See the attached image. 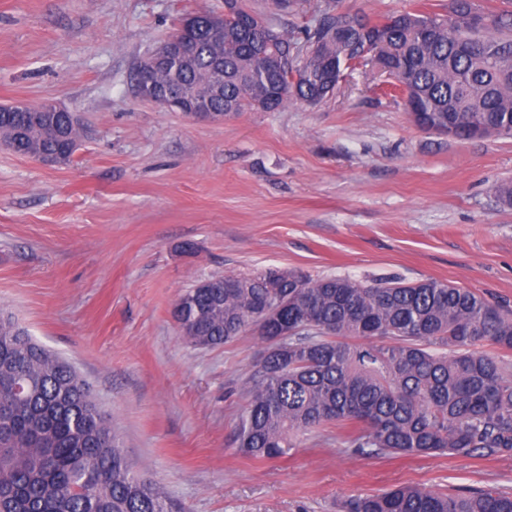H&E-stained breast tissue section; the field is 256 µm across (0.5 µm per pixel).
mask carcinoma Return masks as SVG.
<instances>
[{"instance_id":"carcinoma-1","label":"carcinoma","mask_w":512,"mask_h":512,"mask_svg":"<svg viewBox=\"0 0 512 512\" xmlns=\"http://www.w3.org/2000/svg\"><path fill=\"white\" fill-rule=\"evenodd\" d=\"M224 4L222 14L198 11L186 36L193 61L154 73L155 83L207 95L210 110L227 117L317 105L341 74L379 59L393 73V92L422 111L420 128L440 134L451 116L458 138L479 127L512 138V13L488 15L477 27L473 0H451L446 15L361 22L328 4L288 32L241 0ZM270 31L286 70L258 52ZM76 125L74 113L43 104L0 112V138L24 156L72 157ZM210 281L177 297L186 307L182 339L216 347L250 331L265 344L245 386L238 453L283 458L293 434L334 425L357 454L512 455L511 309L433 279L362 283L267 269ZM274 297L282 308L269 319L263 309ZM282 322L294 330L284 345ZM0 512H188L130 469L76 369L4 312ZM346 512H512V497L401 486L354 500Z\"/></svg>"}]
</instances>
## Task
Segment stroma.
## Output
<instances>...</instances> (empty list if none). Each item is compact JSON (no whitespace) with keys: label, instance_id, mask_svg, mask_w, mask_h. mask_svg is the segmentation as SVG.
<instances>
[{"label":"stroma","instance_id":"1","mask_svg":"<svg viewBox=\"0 0 512 512\" xmlns=\"http://www.w3.org/2000/svg\"><path fill=\"white\" fill-rule=\"evenodd\" d=\"M450 0H339L377 22ZM224 0H0V104L80 115L70 162L0 148V309L67 359L127 464L190 512H344L402 485L512 495V456L352 454L340 429L288 457L235 453L252 333L183 342L179 293L275 268L472 289L512 308V138L430 134L377 70L315 106L191 120L135 96V68L184 14Z\"/></svg>","mask_w":512,"mask_h":512}]
</instances>
